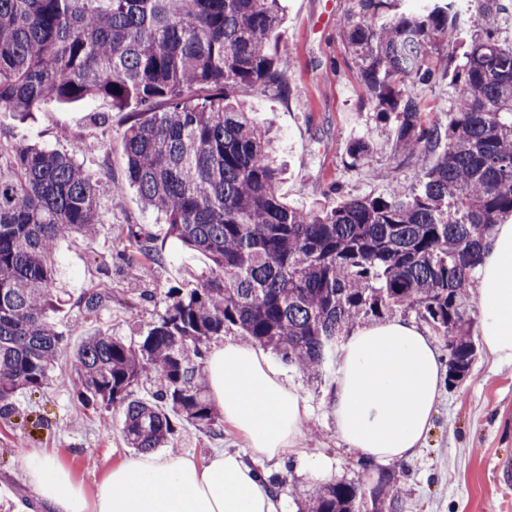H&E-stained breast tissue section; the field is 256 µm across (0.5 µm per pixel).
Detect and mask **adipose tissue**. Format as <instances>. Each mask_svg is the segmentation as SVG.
Masks as SVG:
<instances>
[{
    "mask_svg": "<svg viewBox=\"0 0 512 512\" xmlns=\"http://www.w3.org/2000/svg\"><path fill=\"white\" fill-rule=\"evenodd\" d=\"M475 277L483 348L494 360L512 361V217L496 225ZM205 374L225 422L246 436L249 455L220 450L201 462L140 454L113 466L89 495L35 451L24 468L46 512H284L258 464L297 455L305 399L260 351L235 340L212 349ZM441 379L440 353L414 322L356 328L331 390L337 433L366 461L408 460L430 429Z\"/></svg>",
    "mask_w": 512,
    "mask_h": 512,
    "instance_id": "adipose-tissue-1",
    "label": "adipose tissue"
}]
</instances>
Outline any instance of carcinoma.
Segmentation results:
<instances>
[{
    "instance_id": "obj_1",
    "label": "carcinoma",
    "mask_w": 512,
    "mask_h": 512,
    "mask_svg": "<svg viewBox=\"0 0 512 512\" xmlns=\"http://www.w3.org/2000/svg\"><path fill=\"white\" fill-rule=\"evenodd\" d=\"M280 0H0V111L24 118L47 101L102 100L123 112L126 179L167 232L204 255L194 288L172 287L165 310L128 344L86 335L70 368L55 372L66 333L49 318L58 286L57 241L91 239L101 224L93 178L77 151L0 131V419L21 391L75 384L80 403L118 415L129 447H171L175 424L223 436L202 380L207 344L235 331L320 379L359 323L413 312L448 340V384L476 357L469 286L483 246L512 215V47L491 33L472 40L451 76L448 123L422 122L419 89L448 76V28L458 0H427L392 14L395 0H359L340 23L367 103L391 123L395 157L436 155L418 186L300 209L279 195L283 169L270 128L239 99L246 88L288 89L274 39ZM367 140L350 143L351 165ZM122 260L144 275L164 261L140 227L126 225ZM112 294L72 300L82 315ZM152 381L153 398L136 396ZM403 468L359 481L320 482L307 512H405Z\"/></svg>"
}]
</instances>
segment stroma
<instances>
[{
  "label": "stroma",
  "instance_id": "stroma-1",
  "mask_svg": "<svg viewBox=\"0 0 512 512\" xmlns=\"http://www.w3.org/2000/svg\"><path fill=\"white\" fill-rule=\"evenodd\" d=\"M280 38L291 54L282 61L287 92L244 90L256 117L273 121L286 166L280 192L295 207L341 198L378 195L396 184L414 185L430 158L405 162L393 159L387 129L364 103L362 86L339 23L357 11V0H281ZM494 31L512 45V0H494L492 9L463 8L450 35L457 51L473 37ZM0 128L28 142L58 150L77 149L78 159L100 184L102 223L94 241L66 237L57 244L61 279L72 295L89 289L108 290L112 301L96 316L78 321L70 306L54 320L77 346L85 333L100 330L126 342L139 341L164 311L169 288H191L190 271L206 269V259L169 237L159 213L147 209L135 189L121 195L110 191L124 180L126 160L121 137L126 115L101 101L69 104L51 102L26 121L0 112ZM372 142L375 152L365 166L351 165V141ZM142 226L161 250L164 261L150 276L120 259L124 225ZM288 381L305 398L309 415L299 446L301 457L290 462H264L266 475L285 478L279 493L286 512L315 483L314 464L330 465L336 480L374 485L381 464L362 465L336 433L329 399L333 375L321 381L307 378L293 366L282 365ZM175 453L205 460L217 448H246L245 438L232 428L212 437L181 423ZM32 450L53 454L86 490L111 466L134 456L119 426L103 430L99 416L74 397L72 386L53 385L17 397V413L0 420V512H38L40 504L26 482L23 455ZM401 486L407 512H512V362L495 363L477 353L467 376L443 388L432 426L415 455L404 464Z\"/></svg>",
  "mask_w": 512,
  "mask_h": 512
}]
</instances>
